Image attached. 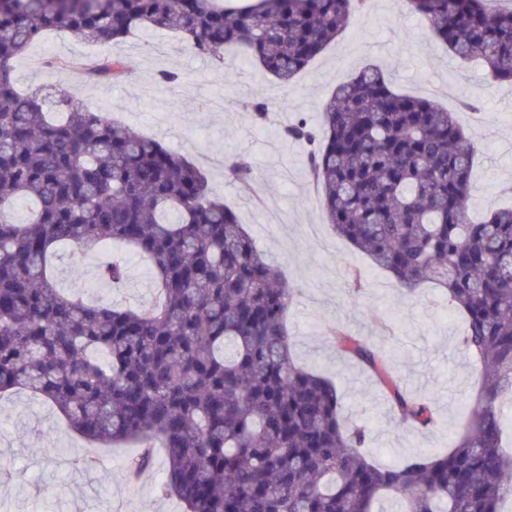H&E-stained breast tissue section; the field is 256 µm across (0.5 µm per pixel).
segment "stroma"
I'll return each instance as SVG.
<instances>
[{"instance_id":"stroma-1","label":"stroma","mask_w":512,"mask_h":512,"mask_svg":"<svg viewBox=\"0 0 512 512\" xmlns=\"http://www.w3.org/2000/svg\"><path fill=\"white\" fill-rule=\"evenodd\" d=\"M115 56L126 61L128 72L114 81H91L74 69L50 65L56 58ZM367 66L383 71L402 93L434 99L455 113L476 145L469 215L495 208L503 190L512 188V85L490 81L476 64L457 73L447 49L405 0H370L286 88L258 68L242 69L235 56L219 64L158 31L119 45L52 33L17 60L15 78L20 89L39 88L51 98L79 89L92 109L162 139L206 173L211 190L238 212L256 245L297 290L288 315L295 360L335 382L351 421L368 431L367 449L379 463L393 465L447 449L465 424L479 370L461 346L463 319L442 289L426 283L408 293L338 237L304 169V146L276 134L297 114L316 116L339 84ZM166 68L182 72L180 85L155 82L156 72ZM257 98L271 107L264 125L249 111ZM463 100L479 102L480 111L459 110ZM235 151L244 152L258 173L253 193L224 176L219 160ZM100 262L59 247V286L118 306L150 301L147 260L130 262L129 279L119 291L98 281ZM353 270L363 281L357 294L347 285ZM337 327L381 351L408 390L432 403L435 424L402 425L375 378L337 352ZM34 425L42 436L31 434ZM132 453L129 446L103 448L79 437L49 404L28 392L0 394V458L9 463L8 476L0 480V512H184L177 498L158 490L164 453H157L153 470L134 481L125 471Z\"/></svg>"}]
</instances>
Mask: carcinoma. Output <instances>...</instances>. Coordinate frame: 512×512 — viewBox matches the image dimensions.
<instances>
[{"mask_svg":"<svg viewBox=\"0 0 512 512\" xmlns=\"http://www.w3.org/2000/svg\"><path fill=\"white\" fill-rule=\"evenodd\" d=\"M364 0H0V393L51 402L66 426L103 446L129 442L137 479L164 450L160 491L185 512H504L512 454L503 399L512 395V204L467 216L475 141L454 113L398 92L366 67L336 87L317 121L280 129L307 148L333 232L411 292L434 281L466 323L462 345L478 392L451 448L383 467L327 378L300 367L287 314L294 288L256 247L206 174L155 138L63 92L16 88L14 62L48 30L88 43L167 31L217 62L231 52L288 85L346 28ZM458 71L477 61L512 83V4L407 0ZM91 80L123 62L82 65ZM176 69L156 73L164 87ZM242 186L255 172L224 155ZM32 205L18 223L10 209ZM120 242L151 264L157 300L117 307L59 288L57 247L96 253ZM98 278L127 280L113 257ZM336 348L367 367L403 423H434L385 357L340 329Z\"/></svg>","mask_w":512,"mask_h":512,"instance_id":"cac0c4a2","label":"carcinoma"}]
</instances>
